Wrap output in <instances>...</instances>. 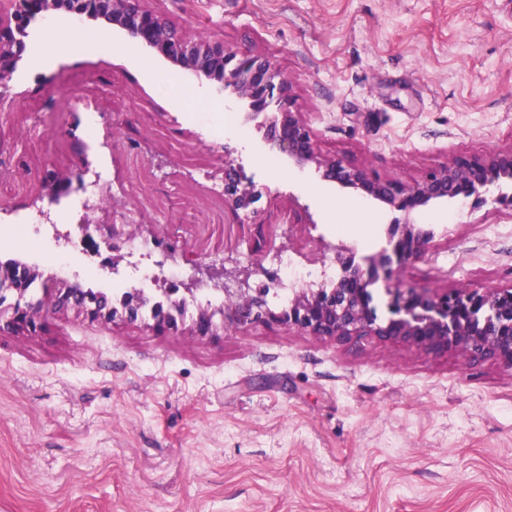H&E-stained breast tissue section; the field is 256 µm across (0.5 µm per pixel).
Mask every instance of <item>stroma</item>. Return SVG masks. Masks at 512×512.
<instances>
[{"mask_svg": "<svg viewBox=\"0 0 512 512\" xmlns=\"http://www.w3.org/2000/svg\"><path fill=\"white\" fill-rule=\"evenodd\" d=\"M188 35L256 46L292 86L321 152L413 181L459 154L512 146V0H148ZM66 15L29 28L0 112V261L20 259L113 296L151 281L85 252L51 261L25 219L76 162L107 169L103 223L172 237L179 265L247 264L266 237L310 269L316 248L386 246L389 210L313 167L268 163L245 106L184 76L177 107L133 64L148 50L71 47ZM96 122L86 127V113ZM258 193L224 206V167ZM425 258L395 288L512 286V213L440 202ZM0 512H512V369L375 337L337 342L255 323L220 336L70 310L35 335L0 332Z\"/></svg>", "mask_w": 512, "mask_h": 512, "instance_id": "obj_1", "label": "stroma"}]
</instances>
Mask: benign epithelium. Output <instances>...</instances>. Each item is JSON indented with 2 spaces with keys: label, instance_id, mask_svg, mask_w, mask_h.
<instances>
[{
  "label": "benign epithelium",
  "instance_id": "1",
  "mask_svg": "<svg viewBox=\"0 0 512 512\" xmlns=\"http://www.w3.org/2000/svg\"><path fill=\"white\" fill-rule=\"evenodd\" d=\"M0 7V110L20 93L11 85L17 63L27 49L32 23L55 15L103 21L122 29L130 42L159 54L181 71L220 85L224 98L247 104V119L262 118L264 138L271 149L299 167L312 166L326 181L359 191L399 213L388 229V244L399 266L421 260L435 234L419 226L413 216L435 201L464 199L471 205L485 203L487 187L512 183V146L483 156H458L429 169L417 180L403 182L380 178L364 168L320 152L314 132L303 113L293 110L292 86L281 77L271 60L251 46L228 49L224 41L190 37L146 0H8ZM256 197L253 186H241L225 167L224 202L233 211L249 207ZM101 240H83L84 251L109 256L101 266L118 270L132 256L128 244L134 233L125 225L99 224ZM391 260L385 253L357 257L355 248L343 243L323 255L322 268L336 267V276L318 285L298 288L288 308L272 310L267 304L269 288H253V275L266 272L256 263L226 268L225 264L193 262L178 288L164 289L165 303L152 306L150 328L171 335L215 336L229 328L241 329L262 321L285 326L313 336L336 340L374 336L400 340L428 351L455 350L468 362L500 361L512 369V287L459 290L438 293L429 289L389 288L390 317L378 321L371 287L388 276ZM44 279L46 298H27L28 283ZM220 287L224 307L196 305V316L185 326L188 306L196 301L202 285ZM148 302L141 289L126 293L122 311L101 292L85 290L76 281L57 275L43 276L35 265L19 260L0 264V330L23 334L41 330L48 315L76 309L102 322L121 318L139 320Z\"/></svg>",
  "mask_w": 512,
  "mask_h": 512
}]
</instances>
